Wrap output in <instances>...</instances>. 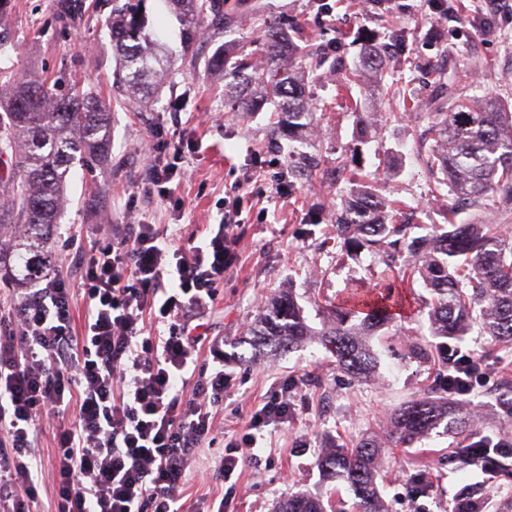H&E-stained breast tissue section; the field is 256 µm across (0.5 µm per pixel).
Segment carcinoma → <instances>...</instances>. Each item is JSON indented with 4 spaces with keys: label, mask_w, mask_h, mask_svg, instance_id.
<instances>
[{
    "label": "carcinoma",
    "mask_w": 512,
    "mask_h": 512,
    "mask_svg": "<svg viewBox=\"0 0 512 512\" xmlns=\"http://www.w3.org/2000/svg\"><path fill=\"white\" fill-rule=\"evenodd\" d=\"M148 0H112L106 25L118 68L114 98L138 96L149 103L159 93V80L173 72L174 59L166 41L152 29ZM178 22L183 54L190 66L224 78L242 77L255 91L251 106L272 103L279 112L277 128L288 136L314 135L303 78L282 70L285 58L300 56L315 73L326 63L312 45H300L285 36L272 20L263 21L255 40L260 70L244 57L228 65L229 50L201 58L196 44L207 31L223 33L234 24L220 0H162ZM367 65L381 74L385 69L383 47L366 43ZM8 97L0 98V157L11 159L13 171L0 180V238L9 236L17 264L13 278L30 280L40 264L41 251L52 239L65 198L71 169L89 156L111 155L110 109L91 91L72 89L56 94L37 73L0 72ZM434 144L424 159L426 166L443 175L439 187L446 191L448 223L432 224L421 236L412 235L420 224H389L390 201L366 188L340 195L336 213V240L347 251L387 253L392 281L379 289L352 288L343 304L330 309L318 330L310 327L292 291H282L262 307L257 320L234 347L244 364H256L275 353L304 345L311 337L336 356V365L365 383L376 372L379 360L370 337L394 322L403 305L400 289L420 278L431 299L426 301L430 336L440 340L435 351L415 345L420 359L437 358L439 383L420 398L407 402L391 417L390 442L410 447L421 437L442 427L464 432L475 425L472 410L455 399L463 385L448 376V340L477 327L483 334L512 348V240L497 224L480 219L457 220L479 211L489 198L512 209V115L501 111L497 98L457 100L451 108L431 113ZM381 445L363 438L350 448L336 445L324 451L318 465L329 479L339 478L353 493L354 512H388L376 484ZM512 448H492L483 437L462 442L452 459L463 467L482 462L492 473L512 468ZM467 493L453 512H486V504ZM278 512H327L316 497L297 493Z\"/></svg>",
    "instance_id": "cac0c4a2"
}]
</instances>
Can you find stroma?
I'll use <instances>...</instances> for the list:
<instances>
[{"label": "stroma", "instance_id": "35a3bbf8", "mask_svg": "<svg viewBox=\"0 0 512 512\" xmlns=\"http://www.w3.org/2000/svg\"><path fill=\"white\" fill-rule=\"evenodd\" d=\"M56 4L12 0L0 23V34L12 48L0 54V69L35 72L51 82L54 92L79 86L110 102L112 161L90 174L79 166L72 169L52 242L54 263L76 274L75 252L62 245L70 236L87 249L124 224H173L174 243L200 242L217 230L225 210L238 209V244L224 284L213 306L191 323L207 340L223 341L228 356L274 291L292 289L308 324L317 329L326 307L340 304L350 288L382 285L386 266L381 257L366 250L349 254L336 244L331 172L338 157L351 159L353 186L374 185L398 200L415 223L444 224L448 214L436 200L440 176L421 161L428 112L441 96L453 101L493 95L512 113V0H447L443 14L433 13L429 0H392L383 13L371 0H225L236 24L219 38H205L200 55H211L221 43L248 48L267 17L342 61L340 71L324 68L306 81L323 135L309 149L319 168L298 179L288 166L287 144L272 136L277 119L272 106L255 112L243 99L238 111H229L221 76L183 64L150 110L140 111L132 98L114 101L116 64L106 25L110 0H84L72 22L59 18ZM368 41L389 44L384 80L407 86L417 109L404 111L399 99L383 94L379 81L361 76V47ZM437 68L447 74L446 87L434 79ZM351 98L363 111L383 115L369 138L361 137V120L347 107ZM178 136L187 144L181 158L166 150L157 155L161 164L178 167L170 199L145 197L140 189L145 145ZM429 297L422 283L407 289L394 327L372 339L379 368L367 383L339 370L316 341L257 365L225 361L224 429L213 443L200 446L184 487L197 512H273L295 492L329 497L334 484L316 465L320 450L366 437L384 444L391 414L432 384L431 364L408 352L413 341L429 337ZM459 346L491 375L464 398L476 408L474 433L512 441V414L500 404L502 394L512 389L505 348L475 332ZM276 394L288 398L285 422L258 431L256 458L240 463L230 479L214 477L223 454L242 446L250 417ZM458 441V436L435 432L409 448L384 444L376 482L389 512H446L468 487L496 500L512 495V478L451 462L448 453ZM37 453L43 481L32 512H52L54 425L39 430Z\"/></svg>", "mask_w": 512, "mask_h": 512}]
</instances>
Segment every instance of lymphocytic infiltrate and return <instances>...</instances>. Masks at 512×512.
I'll list each match as a JSON object with an SVG mask.
<instances>
[{
	"instance_id": "obj_1",
	"label": "lymphocytic infiltrate",
	"mask_w": 512,
	"mask_h": 512,
	"mask_svg": "<svg viewBox=\"0 0 512 512\" xmlns=\"http://www.w3.org/2000/svg\"><path fill=\"white\" fill-rule=\"evenodd\" d=\"M239 222L225 211L200 246L131 224L83 252L78 279L52 266L34 278L0 338V512H31L46 415L57 420L54 512H190L181 489L224 400V353L199 364L186 321L216 300ZM152 312L166 334H148Z\"/></svg>"
}]
</instances>
